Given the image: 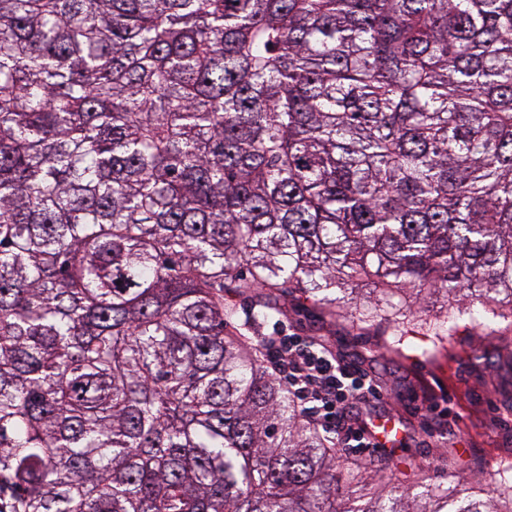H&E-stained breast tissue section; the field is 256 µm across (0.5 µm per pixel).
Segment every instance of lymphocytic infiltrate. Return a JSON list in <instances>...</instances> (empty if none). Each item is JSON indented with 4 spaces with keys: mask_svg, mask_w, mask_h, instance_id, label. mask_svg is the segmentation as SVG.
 Masks as SVG:
<instances>
[{
    "mask_svg": "<svg viewBox=\"0 0 512 512\" xmlns=\"http://www.w3.org/2000/svg\"><path fill=\"white\" fill-rule=\"evenodd\" d=\"M265 344L271 370L329 440L356 454L381 451L368 423L349 415L360 404L384 398L361 368L301 336H270Z\"/></svg>",
    "mask_w": 512,
    "mask_h": 512,
    "instance_id": "f902f5d3",
    "label": "lymphocytic infiltrate"
}]
</instances>
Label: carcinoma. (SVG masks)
<instances>
[{"mask_svg":"<svg viewBox=\"0 0 512 512\" xmlns=\"http://www.w3.org/2000/svg\"><path fill=\"white\" fill-rule=\"evenodd\" d=\"M294 290L512 314V0H0V512H512L361 493L244 334Z\"/></svg>","mask_w":512,"mask_h":512,"instance_id":"obj_1","label":"carcinoma"}]
</instances>
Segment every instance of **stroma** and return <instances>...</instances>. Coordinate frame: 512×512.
<instances>
[{
  "instance_id": "1",
  "label": "stroma",
  "mask_w": 512,
  "mask_h": 512,
  "mask_svg": "<svg viewBox=\"0 0 512 512\" xmlns=\"http://www.w3.org/2000/svg\"><path fill=\"white\" fill-rule=\"evenodd\" d=\"M454 334L445 344L433 334L418 311L405 317L404 335L377 322L349 330L344 316L328 321L292 293L284 312L268 320L262 335L287 328L301 336H319L357 359L373 377L385 400L365 414L373 425L398 420L404 431L391 470L402 488H413L420 468L434 483L449 486L468 478L470 470L494 473L512 464V317L464 300L455 306ZM484 348L483 362L474 351ZM448 393L457 416L446 439L426 443L413 396L422 391Z\"/></svg>"
}]
</instances>
